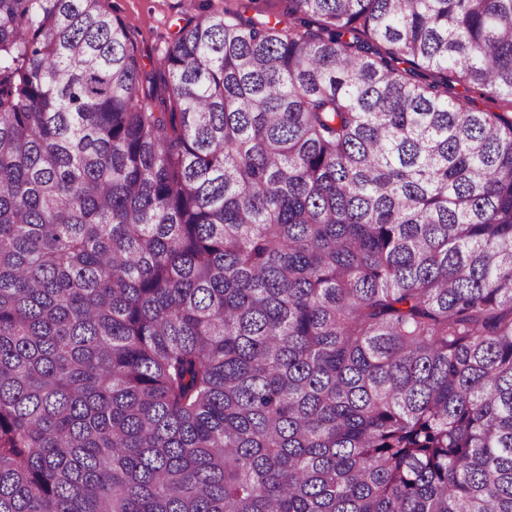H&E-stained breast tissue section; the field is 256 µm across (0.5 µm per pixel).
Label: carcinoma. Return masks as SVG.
<instances>
[{"instance_id": "cac0c4a2", "label": "carcinoma", "mask_w": 512, "mask_h": 512, "mask_svg": "<svg viewBox=\"0 0 512 512\" xmlns=\"http://www.w3.org/2000/svg\"><path fill=\"white\" fill-rule=\"evenodd\" d=\"M163 66L0 0V512H512V116L448 98L512 102V0L226 7ZM231 3L246 17H252L255 20L264 19V11H268L270 7H273L274 11H282L285 5L280 0H233ZM453 96L460 99H465L467 103L477 111L482 112H509L512 113L510 106L502 102L498 98H492L485 95H480L472 91H465L461 86L456 87L451 91Z\"/></svg>"}]
</instances>
